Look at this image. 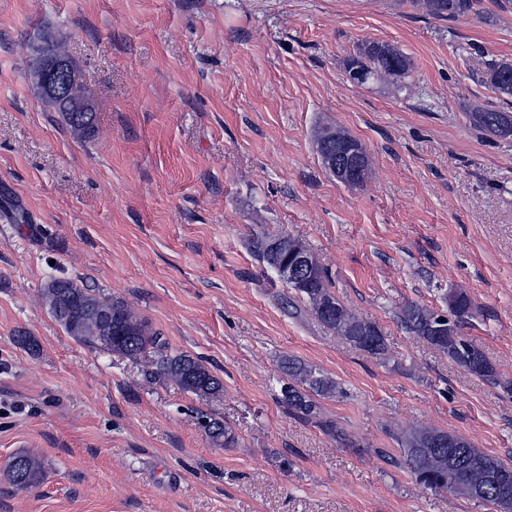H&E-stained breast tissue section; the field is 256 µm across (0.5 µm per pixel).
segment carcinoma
Segmentation results:
<instances>
[{"instance_id":"carcinoma-1","label":"carcinoma","mask_w":512,"mask_h":512,"mask_svg":"<svg viewBox=\"0 0 512 512\" xmlns=\"http://www.w3.org/2000/svg\"><path fill=\"white\" fill-rule=\"evenodd\" d=\"M421 8L437 19L451 20L475 10L476 0H416ZM52 42L38 50V57L68 54L63 38L52 35ZM351 80L365 84L374 79L406 78L412 62L399 49L387 43L365 40L356 45L347 62ZM479 81L500 96L512 98V60L487 63ZM42 99L60 112L71 132L90 138L95 131L96 113L68 112L52 98ZM473 127L496 138L512 142V113L494 108H479L469 113ZM317 153L324 168L336 175L335 165L344 160L343 146L355 145L363 157L364 175L346 186L362 185L370 172V158L359 139L344 129L324 124L315 132ZM250 250L269 269L286 268L301 254L306 257L310 276L301 281L286 280L300 303L290 298L283 304L289 313H310L320 324L350 345L378 358H386L385 336L376 322L353 313L330 289L327 271L302 239L283 232L263 230L253 234ZM42 300L53 318L77 342L138 361L147 359L149 377L170 381L183 391L199 397L216 398L224 391L221 381L196 356L173 350L161 332L152 329L136 311L118 298L104 297L91 288L68 278L54 277L42 290ZM445 302L451 315L418 303L405 305L397 315L409 334L448 355L465 371L489 383H500L499 374L476 341L461 332L475 317L477 307L462 289H450ZM285 378L280 380L278 401L289 413L318 426L326 434L340 439L346 435L336 424L322 418L318 399L336 397L338 383L316 375L305 364L287 360ZM203 427L216 443L229 448L237 444L231 428L206 421ZM400 456L385 449L375 453L391 464L405 469L421 487L476 500L493 512H512V465L474 447L451 431L433 427H411L398 437ZM43 474L41 461L26 452L16 454L7 471L9 482L27 489L38 485Z\"/></svg>"}]
</instances>
